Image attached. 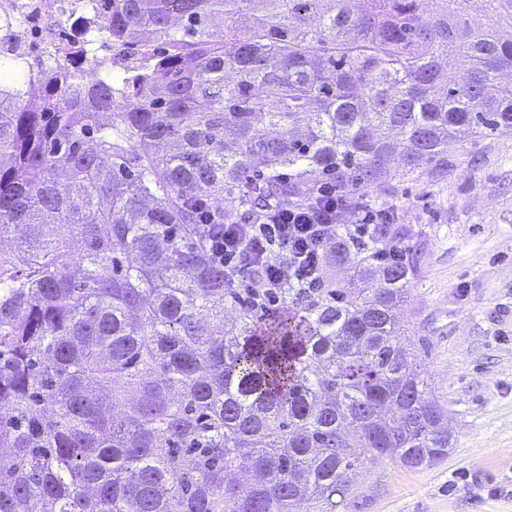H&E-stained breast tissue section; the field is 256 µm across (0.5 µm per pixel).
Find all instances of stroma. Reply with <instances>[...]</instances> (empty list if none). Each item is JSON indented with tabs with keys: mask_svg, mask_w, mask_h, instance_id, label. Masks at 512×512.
<instances>
[{
	"mask_svg": "<svg viewBox=\"0 0 512 512\" xmlns=\"http://www.w3.org/2000/svg\"><path fill=\"white\" fill-rule=\"evenodd\" d=\"M371 197L402 226L415 274L397 315L451 446L428 467L361 466L327 512H512V134L451 143L443 175Z\"/></svg>",
	"mask_w": 512,
	"mask_h": 512,
	"instance_id": "obj_1",
	"label": "stroma"
}]
</instances>
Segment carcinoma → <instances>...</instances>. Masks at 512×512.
<instances>
[{
	"instance_id": "1",
	"label": "carcinoma",
	"mask_w": 512,
	"mask_h": 512,
	"mask_svg": "<svg viewBox=\"0 0 512 512\" xmlns=\"http://www.w3.org/2000/svg\"><path fill=\"white\" fill-rule=\"evenodd\" d=\"M107 2L96 56H0V512L318 510L366 461L446 458L382 238L266 319L200 225L512 133V0Z\"/></svg>"
}]
</instances>
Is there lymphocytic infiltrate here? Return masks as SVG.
Listing matches in <instances>:
<instances>
[{
	"instance_id": "1",
	"label": "lymphocytic infiltrate",
	"mask_w": 512,
	"mask_h": 512,
	"mask_svg": "<svg viewBox=\"0 0 512 512\" xmlns=\"http://www.w3.org/2000/svg\"><path fill=\"white\" fill-rule=\"evenodd\" d=\"M352 214L358 217L353 224ZM390 217L364 195L320 191L311 204L268 209L263 223L243 219L204 230L213 262L223 265L231 284L251 278L243 295L258 306L267 295L284 300L289 289L318 284L328 242L340 235L348 250L370 247L375 226Z\"/></svg>"
}]
</instances>
